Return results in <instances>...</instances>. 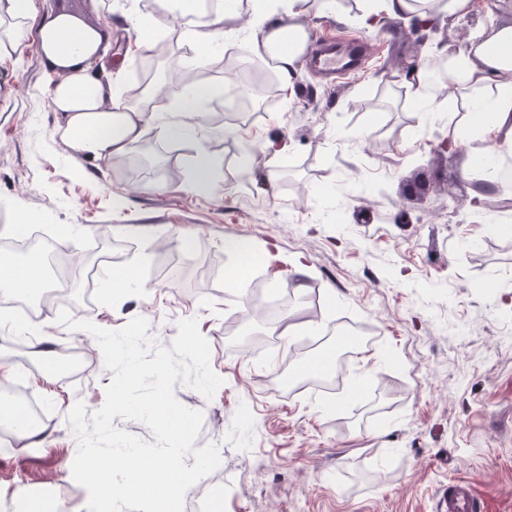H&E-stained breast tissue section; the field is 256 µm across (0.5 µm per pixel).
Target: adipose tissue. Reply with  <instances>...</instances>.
I'll return each mask as SVG.
<instances>
[{"instance_id": "ef3b65f1", "label": "adipose tissue", "mask_w": 512, "mask_h": 512, "mask_svg": "<svg viewBox=\"0 0 512 512\" xmlns=\"http://www.w3.org/2000/svg\"><path fill=\"white\" fill-rule=\"evenodd\" d=\"M296 0H253L255 14L282 8L285 16L276 27L257 26L247 45L252 52L274 53L283 77H291L305 50L308 32L294 11ZM168 12L195 19L193 39L198 62H205L212 45L224 35L225 22L233 19L236 7L227 0L224 8L208 15L198 11L197 0H165ZM33 17L32 0H0V51L15 49L25 37ZM40 51L59 78L51 89V103L63 120V139L77 152L93 158L126 156L137 144L148 123H155L164 137L180 134L188 126L198 104L213 95L214 86L205 80L192 89L191 104L156 101L151 110H137L120 97H106L103 87L85 72L96 59L100 33L59 13L41 22L37 29ZM454 91L438 99L430 71L416 75L417 104L421 111L461 112L462 125H450L451 140H463L470 169H481L483 189L474 200H482L487 189L499 187L501 161L512 157V25H500L490 33L476 31L469 50L460 52L448 71ZM45 260L30 253L19 263H0V296L30 289L44 290Z\"/></svg>"}]
</instances>
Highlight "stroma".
Returning a JSON list of instances; mask_svg holds the SVG:
<instances>
[{"label":"stroma","mask_w":512,"mask_h":512,"mask_svg":"<svg viewBox=\"0 0 512 512\" xmlns=\"http://www.w3.org/2000/svg\"><path fill=\"white\" fill-rule=\"evenodd\" d=\"M143 0H34L37 19L68 11L94 21L102 41L93 75L108 92L135 83L147 54L161 64L195 59L191 30L172 17L140 40ZM310 40L365 39L364 67L334 79L302 55L289 85L253 119L223 132L182 137L129 186L113 160L72 150L50 102L57 73L45 65L35 26L0 53V243L39 216L42 240L58 242L91 279L58 281L76 320L118 330L133 317L170 346L177 323L197 318L223 384L212 398L178 383L176 398L202 411L196 447L221 462L185 495L184 512H433L450 478H469L482 512H512V187L471 199L478 179L464 149L438 152L448 115L417 111L411 73L463 44L465 31L512 24L499 13L424 24L359 16L361 0L322 10L295 6ZM232 30L209 56L225 85L224 56L253 65L255 29L241 0ZM209 156L211 191L195 187ZM246 241L258 260L238 290L225 280ZM134 281L108 292V270ZM286 303L280 315L267 302ZM57 307L15 313L0 299V361L26 369L25 388L49 430L39 447L0 423V500L17 482L57 493L72 484L78 442L66 420L76 402L94 412L112 371L93 360L83 332L56 323ZM80 351L83 371L45 373L32 331ZM332 350L340 389L304 372ZM286 385L274 386L278 372Z\"/></svg>","instance_id":"1"}]
</instances>
